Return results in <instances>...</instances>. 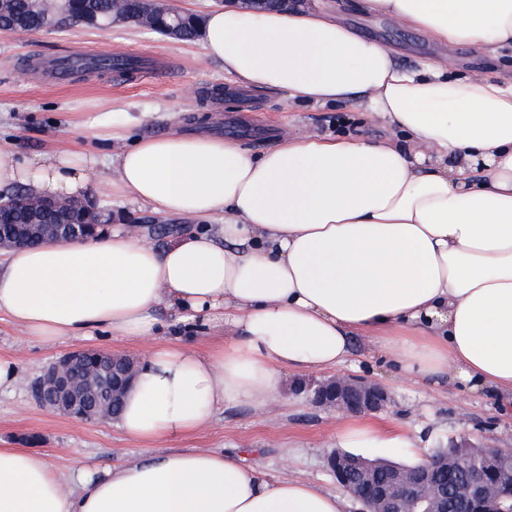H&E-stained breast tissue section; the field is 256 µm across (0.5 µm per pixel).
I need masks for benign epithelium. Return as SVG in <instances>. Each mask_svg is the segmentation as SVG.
<instances>
[{
    "mask_svg": "<svg viewBox=\"0 0 512 512\" xmlns=\"http://www.w3.org/2000/svg\"><path fill=\"white\" fill-rule=\"evenodd\" d=\"M88 224H58L50 235L41 234V224H28L26 232L43 240L74 241L87 237ZM135 375V361L100 349H81L61 355L36 378L33 388L43 405L70 418L106 420L119 403ZM317 406L350 415L376 413L386 409L390 396L380 384L349 374L331 376L319 383L310 396ZM503 450L488 442L476 458H458L454 465L467 477L464 499L467 512H488L484 504L497 498L499 484L492 471ZM444 459L432 457L413 467L389 466L388 477L376 474L384 462L369 461L350 453L334 451L327 467L336 483L359 501L362 512H448V488L437 483ZM361 473L350 477L352 469Z\"/></svg>",
    "mask_w": 512,
    "mask_h": 512,
    "instance_id": "1",
    "label": "benign epithelium"
}]
</instances>
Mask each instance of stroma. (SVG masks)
Wrapping results in <instances>:
<instances>
[{
	"label": "stroma",
	"mask_w": 512,
	"mask_h": 512,
	"mask_svg": "<svg viewBox=\"0 0 512 512\" xmlns=\"http://www.w3.org/2000/svg\"><path fill=\"white\" fill-rule=\"evenodd\" d=\"M311 2L392 49L401 67L417 68L448 56L456 60L459 77L472 69L512 77L510 54L493 57L468 46L433 43L418 31L366 12L358 0ZM86 49L117 50L146 59L147 64L120 76L78 74L65 86L17 78L29 65ZM111 109L149 113L142 128L146 135L210 133L257 153L275 145L285 131L325 138L350 133L374 140L393 134L370 115L363 101L307 103L289 98L281 89L237 87L220 64L204 57L199 43L170 39L133 24L98 28L70 22L30 34L0 32V146L25 157L66 147L78 135L77 123ZM111 201L114 225L135 226L160 248L192 225L191 220L158 215L118 198ZM155 316L164 330L153 337L107 335L53 344L26 336L19 326L1 320L0 356L17 361L20 380L0 393V448L36 452L63 472L77 462L101 469L146 458L155 450L212 449L245 455L269 476L300 477L338 492L326 458L339 447V421L334 412L314 406L300 393L292 376L265 411L245 405L219 407L206 427L152 449L129 438L114 421H79L34 401L32 382L66 352L97 348L138 360L168 342L175 333L173 313L161 306ZM352 351L346 373L375 380L391 397L376 420L407 424L417 431L426 451L463 436L475 444L490 439L498 448L512 450V418L496 401L458 393L443 384L408 381L381 359L366 337H354Z\"/></svg>",
	"instance_id": "1"
}]
</instances>
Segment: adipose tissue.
Segmentation results:
<instances>
[{"instance_id":"adipose-tissue-1","label":"adipose tissue","mask_w":512,"mask_h":512,"mask_svg":"<svg viewBox=\"0 0 512 512\" xmlns=\"http://www.w3.org/2000/svg\"><path fill=\"white\" fill-rule=\"evenodd\" d=\"M433 42L512 49V0H361ZM206 58L235 84L367 109L426 146L285 137L252 151L222 137L133 136L143 112L88 121L118 152L0 150V189L65 198L100 162L111 194L198 221L158 249L131 229L0 251V318L55 343L100 334L150 337L166 305L179 334L223 326L198 352L161 346L141 361L118 426L158 443L207 426L218 405L266 406L281 375L340 370L366 336L405 376L490 395L512 409V80L403 69L379 41L313 8L209 12ZM223 223H214V216ZM340 444L418 449L399 424L340 425ZM58 473L38 454L0 448V512H346L303 478H268L209 449L97 472Z\"/></svg>"}]
</instances>
